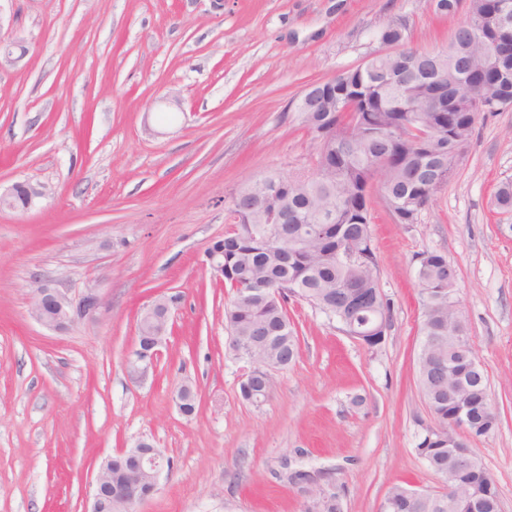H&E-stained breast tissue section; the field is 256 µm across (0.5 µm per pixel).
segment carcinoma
Segmentation results:
<instances>
[{
  "label": "carcinoma",
  "instance_id": "obj_1",
  "mask_svg": "<svg viewBox=\"0 0 512 512\" xmlns=\"http://www.w3.org/2000/svg\"><path fill=\"white\" fill-rule=\"evenodd\" d=\"M512 0H468L465 20L448 46L418 49L403 27L389 24L382 41L402 50L375 58L370 67H349L336 79L325 109L302 113L316 149L312 171L293 182L288 194L259 189L228 213L224 235V285L233 299L224 308L230 335L256 364L259 375L240 385L244 400L267 396L275 374L298 357L297 335L288 319V297L307 300L337 321L367 328L390 303L375 294L378 262L372 246L370 200L379 183L391 214L419 221L432 194L444 186L459 156L447 145L469 141L483 112L512 109ZM499 214L512 218V180L495 193ZM288 210V240L269 235L272 212ZM417 282L424 298L419 385L435 428L418 445L419 454L447 483L442 496L413 497L412 489L390 487L381 512H496L498 487L488 473L458 466L448 447V428L458 400H469L470 436H484L498 423L485 373L474 349H455L454 332L469 335L466 319L448 305L457 270L448 257L426 251Z\"/></svg>",
  "mask_w": 512,
  "mask_h": 512
}]
</instances>
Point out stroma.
I'll return each mask as SVG.
<instances>
[{"label":"stroma","instance_id":"1","mask_svg":"<svg viewBox=\"0 0 512 512\" xmlns=\"http://www.w3.org/2000/svg\"><path fill=\"white\" fill-rule=\"evenodd\" d=\"M464 17L430 0H0V41L27 47L0 66V191L25 180L49 191L29 211L0 210V512H89L93 472L141 439L171 467L133 512H303L297 470L335 487L343 512H380L395 483L441 490L417 451L435 426L417 380L424 251L457 268L454 298L498 414L468 444L512 512V224L492 205L512 179V111L479 115L418 223H395L373 193L383 343L290 299L299 355L261 404L240 397L232 292L207 259L233 192L306 170L307 85L380 52L389 24L431 49ZM175 96L180 107L162 105ZM37 278L104 306L46 328L29 313ZM160 292L177 299L172 332L134 383L125 358ZM186 382L199 400L189 417L172 401Z\"/></svg>","mask_w":512,"mask_h":512}]
</instances>
